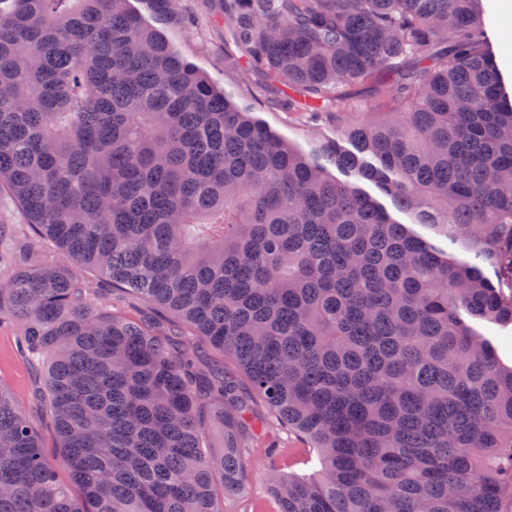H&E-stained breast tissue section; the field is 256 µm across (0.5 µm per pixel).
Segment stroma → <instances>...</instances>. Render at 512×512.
<instances>
[{
	"label": "stroma",
	"mask_w": 512,
	"mask_h": 512,
	"mask_svg": "<svg viewBox=\"0 0 512 512\" xmlns=\"http://www.w3.org/2000/svg\"><path fill=\"white\" fill-rule=\"evenodd\" d=\"M179 8L181 13L175 21L161 25L163 36L173 50L204 74L226 99L236 104L249 103L253 118L302 151H310L313 141L335 140L336 127L325 118L314 119L303 112L286 111L274 83L265 74L225 61L224 39L228 30L224 23V0H179ZM82 275L98 287L100 300L111 302L113 312L141 316L163 328H171L173 319L165 311L145 304L130 291L113 290L111 283L94 269L83 270ZM19 339L14 322L0 321V390L10 394L17 408L37 421L44 454L55 464L60 481L65 483L69 480V471L60 462L43 385ZM254 416L257 423L246 457V490L239 496L225 498L224 512H254L258 505L264 512H274L276 505L264 491L265 473L272 465L263 453L265 447L284 448V455L273 463L278 470L298 475L313 471L307 461V445L277 426L264 404L256 405Z\"/></svg>",
	"instance_id": "stroma-1"
}]
</instances>
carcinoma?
Wrapping results in <instances>:
<instances>
[{"label": "carcinoma", "instance_id": "obj_1", "mask_svg": "<svg viewBox=\"0 0 512 512\" xmlns=\"http://www.w3.org/2000/svg\"><path fill=\"white\" fill-rule=\"evenodd\" d=\"M128 0H0V186L69 263L20 262L0 318L38 358L73 497L0 390V512H220L262 402L317 451L271 467L276 512H512V94L485 0H224L306 155L231 103ZM156 20L178 0H148ZM367 85L383 112L347 93ZM334 166L337 178L328 169ZM372 184L394 208L362 187ZM428 224L455 246L419 235ZM88 267L229 356L91 307ZM224 429L201 449L202 415Z\"/></svg>", "mask_w": 512, "mask_h": 512}]
</instances>
